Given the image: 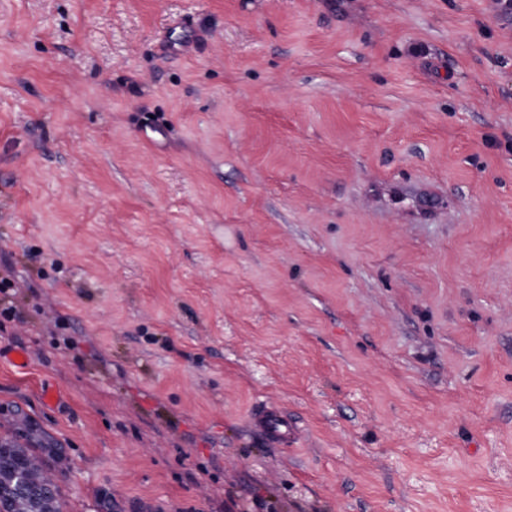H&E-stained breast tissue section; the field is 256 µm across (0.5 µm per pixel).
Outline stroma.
Segmentation results:
<instances>
[{
  "label": "stroma",
  "mask_w": 512,
  "mask_h": 512,
  "mask_svg": "<svg viewBox=\"0 0 512 512\" xmlns=\"http://www.w3.org/2000/svg\"><path fill=\"white\" fill-rule=\"evenodd\" d=\"M0 275L72 512H512V7L0 0ZM250 425L255 433L264 436L278 446H288L292 426L288 417L276 405L257 407L250 417Z\"/></svg>",
  "instance_id": "1"
}]
</instances>
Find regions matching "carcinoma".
<instances>
[{"instance_id":"obj_1","label":"carcinoma","mask_w":512,"mask_h":512,"mask_svg":"<svg viewBox=\"0 0 512 512\" xmlns=\"http://www.w3.org/2000/svg\"><path fill=\"white\" fill-rule=\"evenodd\" d=\"M66 449L49 434L31 425L27 416L14 420L9 433L0 437V487L16 476L37 493L1 504L3 512H68L60 478L68 468Z\"/></svg>"}]
</instances>
